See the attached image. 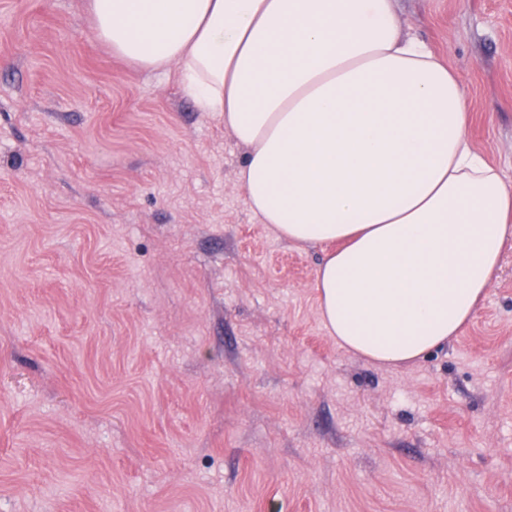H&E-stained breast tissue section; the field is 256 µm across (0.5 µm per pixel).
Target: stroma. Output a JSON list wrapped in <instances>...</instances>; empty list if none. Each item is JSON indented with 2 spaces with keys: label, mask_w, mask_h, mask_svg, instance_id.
I'll list each match as a JSON object with an SVG mask.
<instances>
[{
  "label": "stroma",
  "mask_w": 512,
  "mask_h": 512,
  "mask_svg": "<svg viewBox=\"0 0 512 512\" xmlns=\"http://www.w3.org/2000/svg\"><path fill=\"white\" fill-rule=\"evenodd\" d=\"M512 186V0H394ZM178 63L0 0V512H512V247L461 334L347 352Z\"/></svg>",
  "instance_id": "obj_1"
}]
</instances>
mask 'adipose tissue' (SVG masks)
Segmentation results:
<instances>
[{
  "mask_svg": "<svg viewBox=\"0 0 512 512\" xmlns=\"http://www.w3.org/2000/svg\"><path fill=\"white\" fill-rule=\"evenodd\" d=\"M97 37L185 94L246 156L247 205L321 246L339 345L399 366L458 336L512 242V188L471 145L459 78L391 0H90Z\"/></svg>",
  "mask_w": 512,
  "mask_h": 512,
  "instance_id": "ef3b65f1",
  "label": "adipose tissue"
}]
</instances>
